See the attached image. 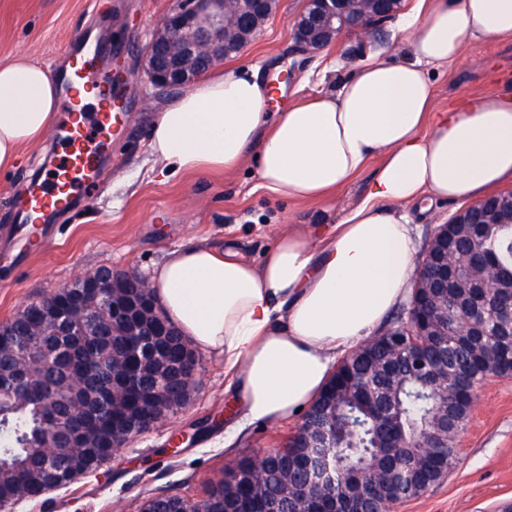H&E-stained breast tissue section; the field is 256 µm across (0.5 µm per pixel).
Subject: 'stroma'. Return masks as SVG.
Wrapping results in <instances>:
<instances>
[{"label":"stroma","mask_w":512,"mask_h":512,"mask_svg":"<svg viewBox=\"0 0 512 512\" xmlns=\"http://www.w3.org/2000/svg\"><path fill=\"white\" fill-rule=\"evenodd\" d=\"M177 0H0V61L26 52L60 72L67 63L65 42L81 50L88 40L111 45L128 72L121 120L97 184L79 193L76 206L53 225L55 244L17 265L0 263V322L26 305L53 294L75 278L110 266L151 275L172 251L191 243L223 248L237 239L253 262L275 241L285 224L339 223L368 191L376 162L335 193L316 201L278 200L260 188L252 161L232 173L187 174L176 178L154 168L148 142L153 121L171 99L146 74L147 44ZM306 0H278L276 12L222 71L250 65L262 76L275 66L293 68L284 99L316 94L368 55L369 42L338 39L310 54L296 52L294 27ZM335 60L325 80L307 79L319 60ZM512 79V42L485 40L471 45L460 61L435 73L436 109L469 95L493 92L496 77ZM40 144L29 146L11 172L0 175V252L15 242L6 235L14 191L40 162ZM200 382L190 400L162 426L135 437L95 475L21 502L10 512H140L145 497L179 493L197 500L228 459L283 447L299 426L256 425L233 446L224 440V361L199 352ZM468 429L459 439L457 460L437 485L402 500L393 512H505L512 507V377H490L475 387Z\"/></svg>","instance_id":"1"}]
</instances>
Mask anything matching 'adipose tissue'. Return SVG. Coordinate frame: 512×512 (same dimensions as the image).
Listing matches in <instances>:
<instances>
[{
	"label": "adipose tissue",
	"instance_id": "ef3b65f1",
	"mask_svg": "<svg viewBox=\"0 0 512 512\" xmlns=\"http://www.w3.org/2000/svg\"><path fill=\"white\" fill-rule=\"evenodd\" d=\"M512 40V0H414L393 41L334 90L269 113L282 92L258 68L213 72L170 101L149 152L174 177L232 171L252 159L261 186L291 201L317 200L372 159L381 165L364 199L328 231L279 233L260 263L240 245L191 244L150 278L167 319L191 344L222 357L240 410L228 435L274 426L308 410L338 354L358 347L408 293L415 269L412 210L480 200L512 183V81L435 110L434 68L471 41ZM50 69L16 54L0 62V172H10L59 105Z\"/></svg>",
	"mask_w": 512,
	"mask_h": 512
}]
</instances>
